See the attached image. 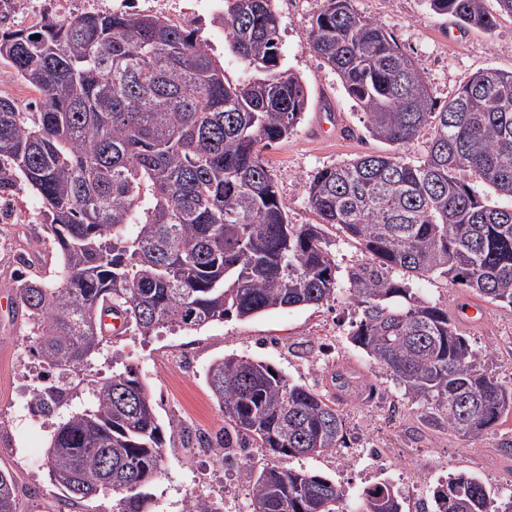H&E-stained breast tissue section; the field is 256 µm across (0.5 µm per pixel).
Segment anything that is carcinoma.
<instances>
[{
    "label": "carcinoma",
    "instance_id": "1",
    "mask_svg": "<svg viewBox=\"0 0 512 512\" xmlns=\"http://www.w3.org/2000/svg\"><path fill=\"white\" fill-rule=\"evenodd\" d=\"M461 29L492 32L484 0H427ZM215 20L255 71L232 84L195 31L141 13L44 17L0 30V62L39 93L19 109L0 97V194L29 187L55 244L57 287L19 275L18 308L43 369L28 405L50 422L49 478L73 507L112 484L115 512H147L163 428L131 367L92 379L110 317L140 336L196 331L229 317L324 305L347 294L351 343L413 401L467 437L512 411V389L484 370L448 309L410 281L438 279L512 309V72L473 75L443 106L424 75L351 0H324L308 49L341 80L370 137L389 146L304 182L315 224L288 223L261 150L293 135L308 107L283 68L274 0H224ZM427 137L421 157L407 146ZM360 245L342 268L329 229ZM247 356L206 372L224 430L206 440L232 465L248 448L275 459L347 447L336 403ZM250 512H403L389 482L354 510L329 478L267 465L252 475ZM435 512H512L479 476L450 473ZM0 512H18L0 469Z\"/></svg>",
    "mask_w": 512,
    "mask_h": 512
}]
</instances>
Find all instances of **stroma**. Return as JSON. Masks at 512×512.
<instances>
[{"label":"stroma","mask_w":512,"mask_h":512,"mask_svg":"<svg viewBox=\"0 0 512 512\" xmlns=\"http://www.w3.org/2000/svg\"><path fill=\"white\" fill-rule=\"evenodd\" d=\"M204 17L193 23L224 65L233 83L249 79L251 69L225 48L224 30L214 21L222 0H197ZM323 0H275L279 16L283 68L299 75L308 92V108L296 132L263 150L292 224H312L316 216L303 185L317 170L368 153L385 144L365 137L362 112L336 74L309 52L307 39ZM362 15L395 35L402 50L423 70L429 92L445 104L476 72L496 68L512 72V15L500 13L497 0H484L497 26L492 33L461 30L447 15L428 9L424 0H353ZM17 211L0 230V468L12 471L19 512H60L61 492L47 474L45 451L49 425L32 417L27 391L42 367L33 353L35 337L17 309L13 290L20 257L50 253L52 244L31 213L39 204L25 189ZM357 317L345 292L321 306L274 311L246 320L228 318L197 331H166L144 337L130 331L114 335L90 371L110 376L113 363L136 368L151 390L165 431L163 466L154 482L151 512H180L190 497L230 502L245 512L249 480L269 463L263 449L246 463L225 465L223 457L196 452V438L224 428V414L212 399L205 373L214 360L231 354L261 360L291 382L333 392L331 376L343 368L360 379V390L337 396L344 416L347 446L318 456L286 459V466L335 480L349 502L363 489L388 481L402 493L404 512H433L432 489L456 472L477 474L493 492L512 487V458L502 449L512 441V413L486 432L461 437L432 424L429 410L411 401L348 338ZM472 345L489 352L490 375L512 387V310L484 304L483 317L466 328Z\"/></svg>","instance_id":"1"}]
</instances>
